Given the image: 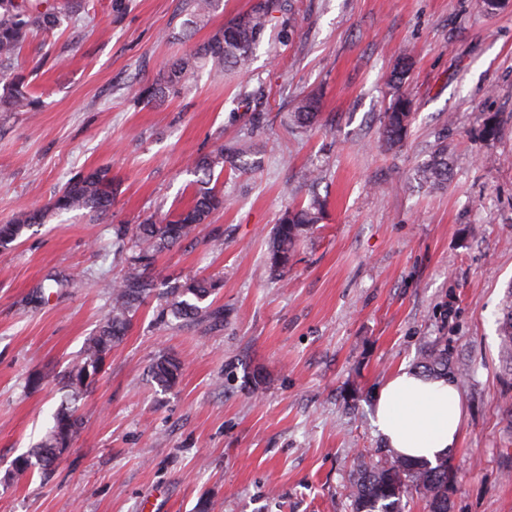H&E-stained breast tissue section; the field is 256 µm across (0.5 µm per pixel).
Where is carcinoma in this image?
I'll use <instances>...</instances> for the list:
<instances>
[{
	"instance_id": "1",
	"label": "carcinoma",
	"mask_w": 512,
	"mask_h": 512,
	"mask_svg": "<svg viewBox=\"0 0 512 512\" xmlns=\"http://www.w3.org/2000/svg\"><path fill=\"white\" fill-rule=\"evenodd\" d=\"M221 0H182L188 23L203 22L219 9ZM81 8L79 0H0V112H36L40 100L31 91L27 76L19 68L17 58L29 37L39 31H49L72 17ZM281 10L280 0H256L251 9L224 23L207 41L170 63L152 83L138 87L135 98L145 105L161 104L181 93L199 72L207 69L219 76L227 70H245L252 61L256 47L271 26L274 13ZM320 110V95L310 91L299 99L293 120L300 127L313 124ZM411 99L394 95L383 115V135L391 147L404 144ZM248 153L234 142L215 151L199 154L187 165L195 176L192 203L161 217H148L133 229L121 224L113 228L116 255L123 264V273L105 284L109 306L96 333L89 337L66 374V387L76 396L88 388L101 372L105 360L126 335L137 308L154 290L148 270L158 253L176 245L193 242L199 228L210 221L211 215L224 208L223 190L213 183L216 171L234 169L254 171L257 162L247 159ZM419 180L430 188L448 181V144L437 143L430 158L417 170ZM118 186L110 169L104 166L79 172L71 177L43 210L24 214L9 224H0V246L6 247L19 239L33 224H42L51 213L87 210L105 214L111 208ZM324 202L313 197L302 207L283 211L272 228L267 264L271 272L288 273L296 243L322 218ZM224 288V281L212 276H193L176 282L167 289L168 303L157 318L164 322L171 315L193 319L201 315L219 318L220 312L200 307L210 296ZM503 352L512 360V310L501 326ZM418 369L427 376H448V346L436 343L423 351ZM181 362L162 355L152 365L158 385L168 388L181 376ZM80 421L73 410L61 405L54 414V424L46 439L26 455L18 457L7 477L18 480L28 476L36 466L48 467L59 459L56 450L68 448L76 438ZM455 474L448 459L436 463L410 461L390 454L382 463L365 468L354 480L350 490V512H404L403 498L415 490L425 500L428 512H449L448 482Z\"/></svg>"
}]
</instances>
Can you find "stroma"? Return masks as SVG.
<instances>
[{
    "instance_id": "obj_1",
    "label": "stroma",
    "mask_w": 512,
    "mask_h": 512,
    "mask_svg": "<svg viewBox=\"0 0 512 512\" xmlns=\"http://www.w3.org/2000/svg\"><path fill=\"white\" fill-rule=\"evenodd\" d=\"M251 0H222L186 35L181 0H85L80 18L34 33L19 54L39 112H0V224L44 206L75 173L110 167L111 213L62 212L0 249V477L71 399L63 376L119 277L113 227L187 204L189 157L241 139L254 172L224 171L223 239L160 253L155 292L76 401L81 428L47 476L0 481V512H350L381 457L377 390L439 337L464 417L449 456L451 512H512V372L500 358L512 291V2L291 0L247 72H201L160 106L131 90L206 41ZM412 101L400 148L382 134L399 63ZM321 111L294 126L299 98ZM500 134L484 140L489 118ZM441 189L418 166L437 142ZM324 202L287 278L266 256L282 210ZM67 277L52 288L51 276ZM223 277L224 319L157 320L165 292ZM179 358L162 390L151 367ZM40 377L31 386V377ZM319 110L320 95L318 92L310 91L299 99L293 112V120L299 127L309 126L317 120ZM448 144L437 143L430 158L417 170L419 180L429 188H438L448 181Z\"/></svg>"
}]
</instances>
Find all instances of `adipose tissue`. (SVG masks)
I'll return each instance as SVG.
<instances>
[{
  "instance_id": "ef3b65f1",
  "label": "adipose tissue",
  "mask_w": 512,
  "mask_h": 512,
  "mask_svg": "<svg viewBox=\"0 0 512 512\" xmlns=\"http://www.w3.org/2000/svg\"><path fill=\"white\" fill-rule=\"evenodd\" d=\"M463 420L458 385L399 368L376 394L373 424L387 448L408 459L450 455Z\"/></svg>"
}]
</instances>
